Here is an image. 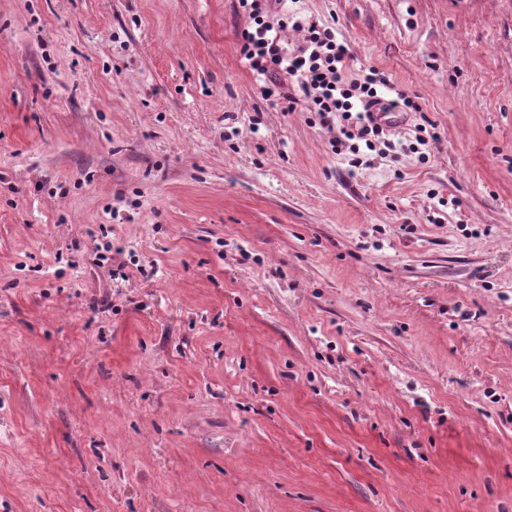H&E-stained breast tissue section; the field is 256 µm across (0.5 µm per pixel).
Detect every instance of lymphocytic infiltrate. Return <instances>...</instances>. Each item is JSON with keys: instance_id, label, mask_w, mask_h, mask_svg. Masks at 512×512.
Masks as SVG:
<instances>
[{"instance_id": "1", "label": "lymphocytic infiltrate", "mask_w": 512, "mask_h": 512, "mask_svg": "<svg viewBox=\"0 0 512 512\" xmlns=\"http://www.w3.org/2000/svg\"><path fill=\"white\" fill-rule=\"evenodd\" d=\"M239 4L251 21L241 34L242 60L256 75L288 76L297 84L307 111L326 121L339 117L353 155L376 151L384 125L375 118V111L419 112L414 98L396 89L376 68L348 78L352 57L332 27L309 24L302 45L294 49L283 38L290 22L284 0H239Z\"/></svg>"}]
</instances>
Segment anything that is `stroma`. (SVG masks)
I'll list each match as a JSON object with an SVG mask.
<instances>
[{
  "label": "stroma",
  "mask_w": 512,
  "mask_h": 512,
  "mask_svg": "<svg viewBox=\"0 0 512 512\" xmlns=\"http://www.w3.org/2000/svg\"><path fill=\"white\" fill-rule=\"evenodd\" d=\"M295 9L425 132L350 166L238 0H0V512H512V0Z\"/></svg>",
  "instance_id": "35a3bbf8"
}]
</instances>
